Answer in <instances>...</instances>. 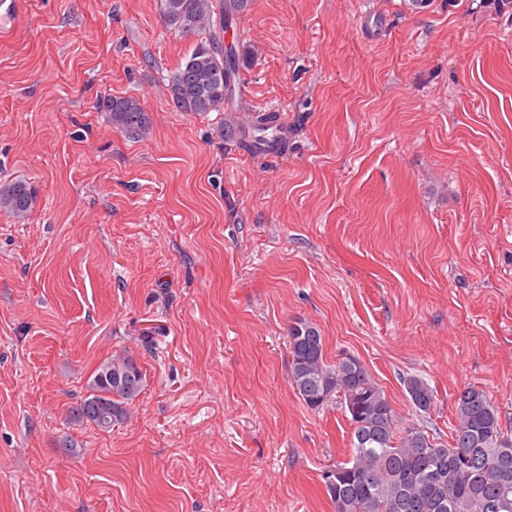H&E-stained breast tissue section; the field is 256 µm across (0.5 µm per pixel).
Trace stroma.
Instances as JSON below:
<instances>
[{"label":"stroma","mask_w":512,"mask_h":512,"mask_svg":"<svg viewBox=\"0 0 512 512\" xmlns=\"http://www.w3.org/2000/svg\"><path fill=\"white\" fill-rule=\"evenodd\" d=\"M224 42L240 89L195 115L161 0H24L0 38V183L36 190L0 211V512H334L352 426L291 387L300 321L437 447L473 384L512 429V0H248ZM274 109L285 149L229 137ZM126 351L130 416L71 423ZM112 123L131 136H141L149 129V116L140 102L131 96L109 98L104 102ZM35 201V189L26 181H15L0 185V211L17 217L26 215ZM405 384L415 409L428 413L434 404V390L426 381L416 376L407 378Z\"/></svg>","instance_id":"35a3bbf8"}]
</instances>
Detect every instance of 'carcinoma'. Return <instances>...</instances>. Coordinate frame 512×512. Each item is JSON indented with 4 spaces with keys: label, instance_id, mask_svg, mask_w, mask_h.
Masks as SVG:
<instances>
[{
    "label": "carcinoma",
    "instance_id": "cac0c4a2",
    "mask_svg": "<svg viewBox=\"0 0 512 512\" xmlns=\"http://www.w3.org/2000/svg\"><path fill=\"white\" fill-rule=\"evenodd\" d=\"M247 0H163L167 25L184 37H201L166 90L179 112L205 114L224 107L244 57H224V28ZM112 124L131 136L149 129V116L131 96L104 102ZM35 189L26 181L0 185V211L26 215ZM289 381L304 404L321 410L335 402L350 416L349 457L328 471L334 512H512V436L484 389L461 390L455 400L453 443L435 447L415 424H398L384 390L356 358L331 364L319 330L302 323L289 332ZM143 370L133 355L103 360L87 395L71 407L75 423L108 431L123 422L143 390ZM415 409L429 412L434 390L420 377L405 381Z\"/></svg>",
    "mask_w": 512,
    "mask_h": 512
}]
</instances>
